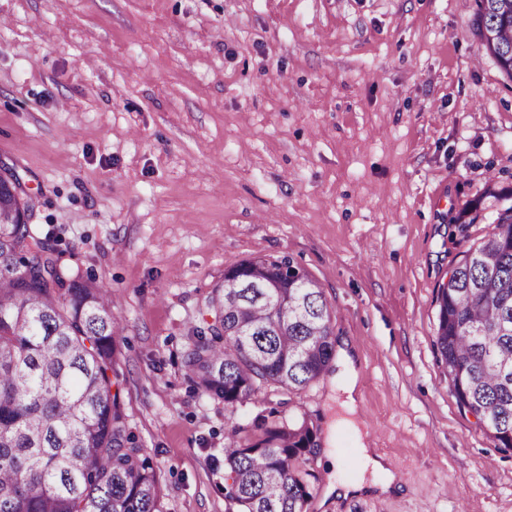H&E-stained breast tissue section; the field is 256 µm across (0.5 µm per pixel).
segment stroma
<instances>
[{"mask_svg": "<svg viewBox=\"0 0 512 512\" xmlns=\"http://www.w3.org/2000/svg\"><path fill=\"white\" fill-rule=\"evenodd\" d=\"M475 0H0V161L64 265L112 290L128 422L165 512H225L224 444L252 422L181 366L205 299L292 256L335 313L307 512H512V454L436 360L438 285L512 188V79ZM481 209L459 230L472 200ZM395 492L336 496L371 480ZM363 464L365 470L370 469L378 478L374 480L373 486L379 487L382 492H387L393 484V475L384 464L376 457L368 453V448H361Z\"/></svg>", "mask_w": 512, "mask_h": 512, "instance_id": "obj_1", "label": "stroma"}]
</instances>
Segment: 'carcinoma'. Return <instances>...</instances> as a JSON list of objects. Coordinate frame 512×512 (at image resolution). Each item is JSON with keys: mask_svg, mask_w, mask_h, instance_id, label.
Segmentation results:
<instances>
[{"mask_svg": "<svg viewBox=\"0 0 512 512\" xmlns=\"http://www.w3.org/2000/svg\"><path fill=\"white\" fill-rule=\"evenodd\" d=\"M484 51L512 79V13L476 0ZM0 174V512H163L164 488L131 430L109 290L64 267ZM439 288L434 347L458 407L512 451V206L491 236L459 253ZM291 257L257 255L224 271L183 368L225 405H265L224 448L226 512H307L315 432L291 396L335 357L334 312ZM251 327L248 336L239 328Z\"/></svg>", "mask_w": 512, "mask_h": 512, "instance_id": "carcinoma-1", "label": "carcinoma"}]
</instances>
